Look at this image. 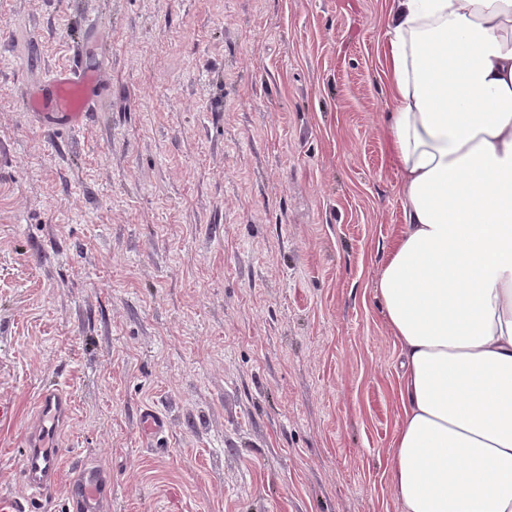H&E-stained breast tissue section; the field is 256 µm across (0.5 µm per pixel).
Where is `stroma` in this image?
Returning <instances> with one entry per match:
<instances>
[{"label": "stroma", "mask_w": 512, "mask_h": 512, "mask_svg": "<svg viewBox=\"0 0 512 512\" xmlns=\"http://www.w3.org/2000/svg\"><path fill=\"white\" fill-rule=\"evenodd\" d=\"M386 5L0 0V492L54 384L38 512H64L83 458L110 512H403L375 289L403 224ZM78 52L101 102L47 128L23 93Z\"/></svg>", "instance_id": "1"}]
</instances>
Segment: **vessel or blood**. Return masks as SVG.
<instances>
[{
	"label": "vessel or blood",
	"instance_id": "b4317fda",
	"mask_svg": "<svg viewBox=\"0 0 512 512\" xmlns=\"http://www.w3.org/2000/svg\"><path fill=\"white\" fill-rule=\"evenodd\" d=\"M100 87L99 72L77 58L69 67L52 74L47 93H28V109L41 115L47 126H65L76 132L95 111ZM69 404L61 389L50 386L43 390L35 427L18 465L25 491L0 495V512H34L36 500L56 486L62 469L56 441ZM111 501L109 470L92 464L74 469L66 491L67 512H108Z\"/></svg>",
	"mask_w": 512,
	"mask_h": 512
}]
</instances>
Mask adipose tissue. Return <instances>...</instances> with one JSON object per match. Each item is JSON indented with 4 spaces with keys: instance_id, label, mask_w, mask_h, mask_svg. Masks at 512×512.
I'll return each mask as SVG.
<instances>
[{
    "instance_id": "obj_1",
    "label": "adipose tissue",
    "mask_w": 512,
    "mask_h": 512,
    "mask_svg": "<svg viewBox=\"0 0 512 512\" xmlns=\"http://www.w3.org/2000/svg\"><path fill=\"white\" fill-rule=\"evenodd\" d=\"M404 225L376 290L400 347L404 512H512V0H389Z\"/></svg>"
}]
</instances>
